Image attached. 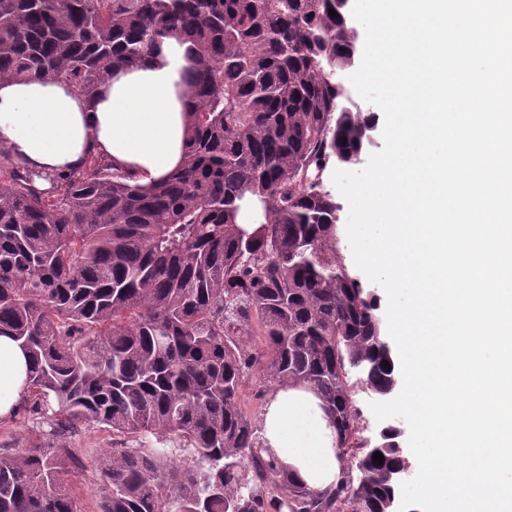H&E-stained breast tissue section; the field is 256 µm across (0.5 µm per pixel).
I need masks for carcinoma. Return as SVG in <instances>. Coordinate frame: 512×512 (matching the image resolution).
<instances>
[{
	"instance_id": "obj_1",
	"label": "carcinoma",
	"mask_w": 512,
	"mask_h": 512,
	"mask_svg": "<svg viewBox=\"0 0 512 512\" xmlns=\"http://www.w3.org/2000/svg\"><path fill=\"white\" fill-rule=\"evenodd\" d=\"M335 0H0V81L63 82L94 99L164 39L191 44L182 167L142 188L98 156L63 175L0 144V336L30 359L19 408L148 448L100 460L97 512H383L384 462L362 436L349 373L386 382L371 292L340 256L330 161L365 142L372 112L341 106L349 64ZM260 203L238 224L241 203ZM244 336H257L250 347ZM312 390L342 473L312 489L240 407ZM46 443L0 454V512H82Z\"/></svg>"
}]
</instances>
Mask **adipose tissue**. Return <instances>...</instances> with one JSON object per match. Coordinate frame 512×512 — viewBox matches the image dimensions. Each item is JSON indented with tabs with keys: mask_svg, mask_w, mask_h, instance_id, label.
Listing matches in <instances>:
<instances>
[{
	"mask_svg": "<svg viewBox=\"0 0 512 512\" xmlns=\"http://www.w3.org/2000/svg\"><path fill=\"white\" fill-rule=\"evenodd\" d=\"M188 43L165 40L143 65L116 71L94 100L62 84L0 83V143L30 166L55 173L83 168L98 156L132 182L149 187L182 164L188 109L182 73ZM28 359L0 336V419L27 393ZM261 436L275 456L309 487L334 484L339 472L329 420L315 395L282 387L261 415Z\"/></svg>",
	"mask_w": 512,
	"mask_h": 512,
	"instance_id": "1",
	"label": "adipose tissue"
}]
</instances>
